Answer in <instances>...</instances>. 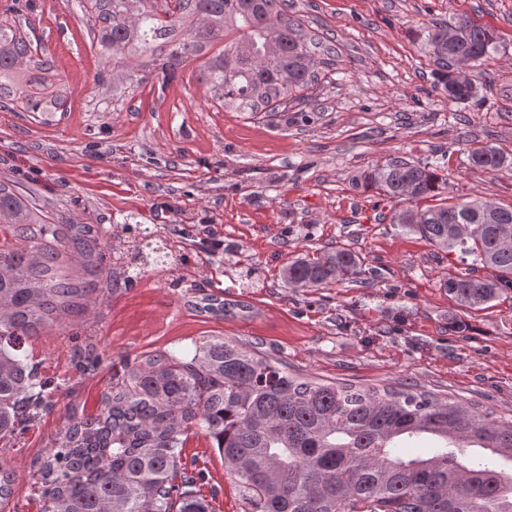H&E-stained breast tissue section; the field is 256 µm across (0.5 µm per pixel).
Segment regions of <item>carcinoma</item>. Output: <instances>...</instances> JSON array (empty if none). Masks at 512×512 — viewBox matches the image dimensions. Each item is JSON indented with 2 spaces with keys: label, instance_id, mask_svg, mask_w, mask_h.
<instances>
[{
  "label": "carcinoma",
  "instance_id": "1",
  "mask_svg": "<svg viewBox=\"0 0 512 512\" xmlns=\"http://www.w3.org/2000/svg\"><path fill=\"white\" fill-rule=\"evenodd\" d=\"M98 23V42L112 52V68L137 53L153 59L168 51L161 70L175 73L206 44L224 40V52L204 76L224 107L274 112L308 100L317 81L321 43L288 15V0H82ZM198 18L194 27L186 20ZM453 45L448 29L430 35L442 63L448 99L473 94L452 89L454 71L469 65L472 82L485 78L498 34L467 18ZM55 64L34 46L21 22L0 14V109L54 112L65 104L54 84ZM474 169L495 173L508 158L493 147L470 151ZM389 198L419 202L441 194L447 181L430 166L393 160L364 175ZM485 202L430 203L398 212L403 224L430 244L474 257L499 275L461 274L443 286L456 302L478 310L512 288V248L498 238L512 227V206L491 216ZM0 440L13 435L46 406L51 382L22 354L39 334L78 300L98 288L60 273L62 254L83 260L94 275L100 231L91 224H56L49 212L0 181ZM357 278L362 262L335 248L319 257L293 259L286 282L324 288L336 273ZM92 348L75 351L86 372L97 363ZM196 428L216 444L251 512H512V419L480 413L429 391L361 388L299 377L256 349L227 339L194 342V351L149 355L126 364L102 393L93 417L68 424L37 469L44 512H209L191 490L196 478L179 472L185 431ZM422 435L438 444L415 457L399 452ZM181 483L176 484V476Z\"/></svg>",
  "mask_w": 512,
  "mask_h": 512
}]
</instances>
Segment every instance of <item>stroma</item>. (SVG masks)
I'll return each instance as SVG.
<instances>
[{
	"label": "stroma",
	"instance_id": "stroma-1",
	"mask_svg": "<svg viewBox=\"0 0 512 512\" xmlns=\"http://www.w3.org/2000/svg\"><path fill=\"white\" fill-rule=\"evenodd\" d=\"M18 5L56 62L68 96L49 115L0 110V181L62 224H96L111 287L27 340L23 352L50 380L45 408L0 441L12 493L0 512H43L35 462L73 412L96 415L115 370L158 352L223 337L260 349L321 383L412 385L479 411L512 416V290L480 310L448 295V275L470 267L393 223L405 202L363 184L400 158L436 167L448 200L512 205V166L473 170L472 148L512 159V0H290L304 33L329 36L336 65L315 102L285 112L220 106L202 69L224 48L206 45L163 83L143 60L112 71L80 0ZM462 17L495 29L498 52L484 99L449 101L430 34ZM165 264L133 259L142 235ZM347 248L359 279L325 288L285 284L291 258ZM136 262L139 276L125 282ZM220 296L224 313L199 312ZM93 345L94 370L75 349ZM181 469L211 512H248L205 435L183 436Z\"/></svg>",
	"mask_w": 512,
	"mask_h": 512
}]
</instances>
